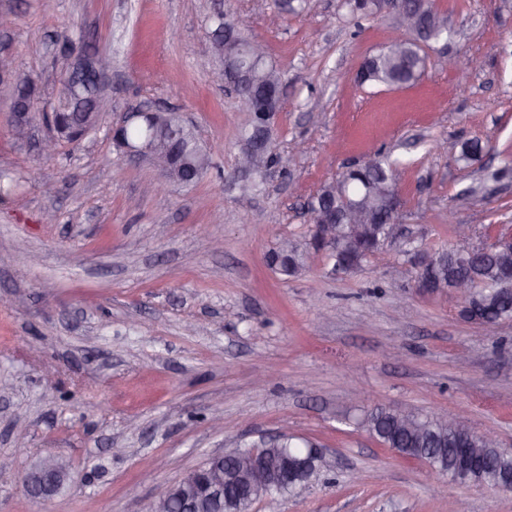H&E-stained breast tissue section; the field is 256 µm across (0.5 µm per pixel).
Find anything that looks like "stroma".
Segmentation results:
<instances>
[{"label": "stroma", "instance_id": "obj_1", "mask_svg": "<svg viewBox=\"0 0 512 512\" xmlns=\"http://www.w3.org/2000/svg\"><path fill=\"white\" fill-rule=\"evenodd\" d=\"M434 4L449 53L473 62L466 94L441 69L407 88L361 83L392 30L341 0H308L299 14L287 0H55L48 12L41 0H0L15 17L0 52L38 99L21 135L0 103V182L10 186L0 193V457L12 462L0 512H147L156 485L281 434L311 440L327 461L281 512H448L452 497L468 512H512L509 493L452 484L432 496L423 463L357 424L379 406L463 409L512 448V322L489 336L463 321L447 294L418 288L397 242L332 273L305 208L323 182L381 151L400 163L401 222L425 250L452 246L456 224L512 225V0ZM220 11L263 40L284 85L275 162L247 197L232 173L249 115L210 53ZM64 32L112 54L110 109L98 131L48 157L40 143ZM147 105L183 113L214 148L194 187L146 193L158 171L113 145L110 125ZM472 139L484 153L457 162ZM284 239L309 253L292 278L267 262ZM355 386L362 400L351 399ZM49 454L67 457L73 480L36 501L21 479Z\"/></svg>", "mask_w": 512, "mask_h": 512}]
</instances>
